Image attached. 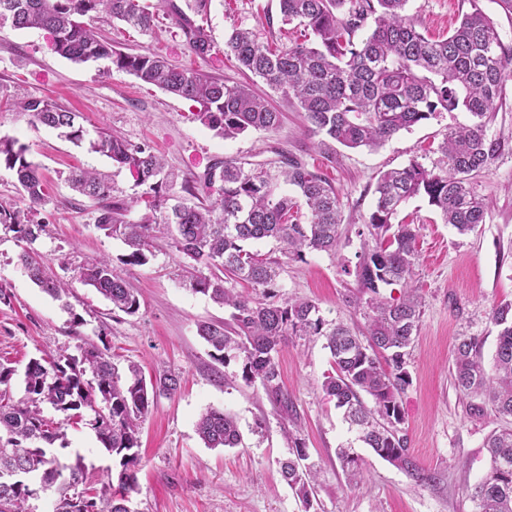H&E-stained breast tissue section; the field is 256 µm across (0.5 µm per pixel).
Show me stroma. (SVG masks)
<instances>
[{"label":"stroma","mask_w":512,"mask_h":512,"mask_svg":"<svg viewBox=\"0 0 512 512\" xmlns=\"http://www.w3.org/2000/svg\"><path fill=\"white\" fill-rule=\"evenodd\" d=\"M467 8L466 0H409L407 12L418 19L422 33L437 37L447 34ZM194 21L209 36L210 46L202 53L189 48L163 6L157 7L154 29L148 34L105 15L95 25L118 49L157 53L171 63L235 82L243 76L224 54L226 32L249 29L274 46L293 42L301 34L300 28L282 24L278 0H211L207 14ZM251 84L282 112V123L273 132L252 130L226 140L195 119L196 108L189 101L126 73L104 72L102 64L61 58L39 30H0V137L28 147L48 191L44 204L29 208L13 173L1 167L0 204L30 210L32 219L46 221L47 230L34 250L71 288L70 307L62 309L30 280L19 260L21 243L0 226V363L15 370L12 397L23 395L30 359L62 349L73 354L87 341L110 347L119 366L138 364L145 378L162 370L178 372L179 391L158 397L141 426L132 512H471L466 490L486 476L484 443L500 422L489 412L475 414L470 397L456 389L453 349L458 337H477L484 363H491L498 334L491 312L512 301V81L506 85L503 105L487 125L488 136L500 142V151L489 169L473 178L475 192L490 206L485 224L458 234L421 197L410 199L402 209L418 231L414 283L423 301L418 337L406 357L409 383L401 398L403 428L420 467L438 472L439 481L417 483L357 441L341 410L321 390L333 370L324 338H294L280 353L279 366L297 411L295 428L318 472L308 509L280 473L281 461L292 457L293 450L279 412L260 385L240 380L239 363L220 366L197 334L200 322L229 320L230 308L188 289L189 260L166 237L156 239L145 264L127 263L122 240L96 228L95 203L72 192L59 177L76 166L94 169L110 175L115 196L131 198L137 189L128 170L7 106L11 99H49L79 113L89 131L149 145L168 170L181 176L224 160L258 164L274 174L280 155L300 158L334 185L344 234L336 254L310 252L304 259L286 261L281 290L312 300L326 320L363 328L362 311L348 305L345 296L358 287L354 270L363 239L357 231L373 209L377 178L380 172L413 160L431 166L449 127L467 122L469 116L442 113L399 132L375 150L340 146L331 162L317 136L309 132L296 101L272 91L260 78H252ZM100 257L109 258L115 273L138 292L136 314L113 309L79 281L80 267ZM74 313L83 319L77 328L70 325ZM228 375L233 376V385H225ZM209 408L236 417L242 436L239 447H205L196 422ZM44 415L62 427L67 460L82 456L95 479L117 482L120 466L102 448L90 420L75 423L50 407ZM346 445L361 470L355 481L336 458L337 448Z\"/></svg>","instance_id":"obj_1"}]
</instances>
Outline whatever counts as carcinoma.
I'll list each match as a JSON object with an SVG mask.
<instances>
[{
  "mask_svg": "<svg viewBox=\"0 0 512 512\" xmlns=\"http://www.w3.org/2000/svg\"><path fill=\"white\" fill-rule=\"evenodd\" d=\"M408 0H279L282 23L298 22L303 40L272 48L246 29H235L224 40V53L240 71L261 78L271 90L297 101L309 130L321 135L319 146L336 158L338 143L346 148H379L403 130L442 112L462 110L470 122L448 129L441 158L428 169L416 160L382 173L375 187V205L365 229L373 245L355 266L359 284L345 301L364 310L365 332L326 320L309 301L280 293L282 258L298 259L308 252L336 253L341 241V203L335 188L299 160L288 159L272 175L247 162L225 160L181 184L185 196L170 203L176 176L165 171L162 158L145 144H133L112 134L89 131L79 115L41 98L15 103L16 111L59 132L79 146L107 156L129 171L140 195L127 202L112 195V184L100 173L75 168L65 181L94 201L96 228L121 238L131 249L128 262L144 264L159 225L166 227L175 248L193 261L186 286L196 294L232 309L231 321L201 323L198 335L223 365L241 363L242 379L259 383L285 420L294 419L284 390L278 355L294 337L323 336L333 373L321 389L359 441L376 455L421 484L438 477L416 463L403 422L401 396L408 385L406 349L417 334L421 313L413 285L419 257L416 225L396 221L412 198L423 197L443 223L464 234L486 222L488 206L476 197L472 175L488 169L500 143L487 136V118L496 111L512 79V45L503 43L481 0L469 8L441 40L418 29L406 13ZM189 48L202 53L204 29L168 0ZM106 13L147 34L154 10L148 0H0V30L36 28L48 37L50 49L74 63L102 62L165 92L195 103L196 120L224 139L249 130L275 131L281 113L248 86L190 71L157 54H132L114 48L91 24ZM28 147L0 137V167L12 171L27 200L39 205L46 198L40 168L27 157ZM217 197L205 203L201 194ZM145 212L132 222L128 213L139 204ZM0 224L25 243L20 261L41 290L56 300L68 295V285L37 258L33 245L46 231L43 221L0 206ZM274 241L281 257L251 252L248 243ZM79 279L112 303L134 315L140 308L135 289L118 276L107 258L83 265ZM245 282L258 296L244 294L233 284ZM399 285V298L380 295V288ZM498 327L491 367L479 354V340L463 336L455 346L453 376L462 393L480 399L478 414L490 410L505 426L487 437L490 468L468 490L472 512H512V302L492 311ZM15 370L0 364V512H33L29 501L46 495L52 512H129L128 493L137 487L139 434L154 401L173 396L180 376L158 373L148 382L140 368L122 369L106 348L86 342L79 355L60 354L46 361L32 359L24 371V396L16 401L7 386ZM371 398L372 405L362 396ZM81 418L89 412L103 448L119 458V493L111 485H90L83 457L64 461L60 427L43 415V407ZM208 448H234L241 442L230 414L208 409L196 424ZM294 458L282 464V475L305 506L316 492L317 476L305 464L303 442L293 440Z\"/></svg>",
  "mask_w": 512,
  "mask_h": 512,
  "instance_id": "cac0c4a2",
  "label": "carcinoma"
}]
</instances>
